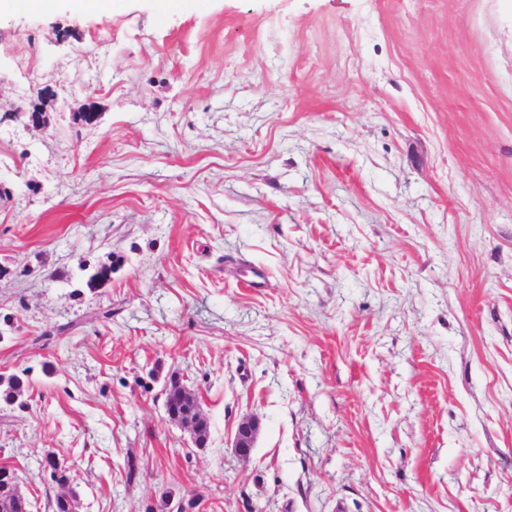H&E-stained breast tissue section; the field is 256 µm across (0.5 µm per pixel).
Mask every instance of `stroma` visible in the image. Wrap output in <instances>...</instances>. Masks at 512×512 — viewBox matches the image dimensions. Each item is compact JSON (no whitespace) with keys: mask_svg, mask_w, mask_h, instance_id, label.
Wrapping results in <instances>:
<instances>
[{"mask_svg":"<svg viewBox=\"0 0 512 512\" xmlns=\"http://www.w3.org/2000/svg\"><path fill=\"white\" fill-rule=\"evenodd\" d=\"M4 189L33 512H512V0L2 9ZM169 411L179 414L184 421L193 423L201 445H206L209 437V423L200 417L195 409V396L179 381L171 380L165 390ZM261 424V419L256 415L245 416L237 424L231 447L239 458L247 459L251 455L261 431Z\"/></svg>","mask_w":512,"mask_h":512,"instance_id":"stroma-1","label":"stroma"}]
</instances>
